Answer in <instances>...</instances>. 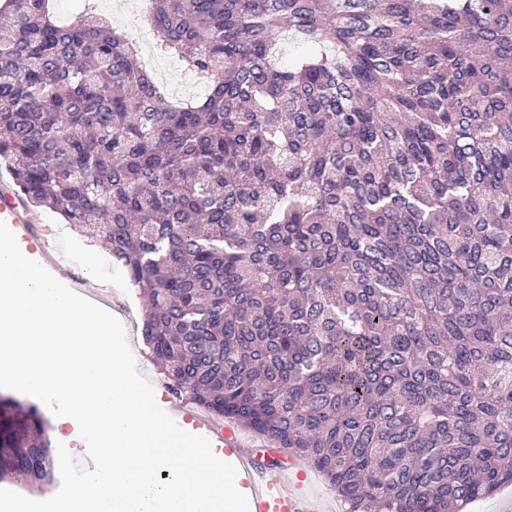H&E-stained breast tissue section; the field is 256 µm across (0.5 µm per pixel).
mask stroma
<instances>
[{
	"instance_id": "1",
	"label": "stroma",
	"mask_w": 512,
	"mask_h": 512,
	"mask_svg": "<svg viewBox=\"0 0 512 512\" xmlns=\"http://www.w3.org/2000/svg\"><path fill=\"white\" fill-rule=\"evenodd\" d=\"M151 70L172 98L190 100L202 92L192 72L172 64L169 58L156 57ZM0 200L28 209L34 218L30 227L31 235L48 237L49 247L54 250L62 266L59 280L74 290L94 286L107 291L110 301L105 305L106 310L122 321L140 372L151 380L155 392L160 395L159 406L170 409L173 397L166 390L164 377L149 358L141 337L144 300L138 290L129 284L111 254L100 245L87 241L69 226L61 224L58 215L42 208L29 207L26 199L16 191L10 170L4 164L0 165Z\"/></svg>"
}]
</instances>
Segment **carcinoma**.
<instances>
[{"label":"carcinoma","mask_w":512,"mask_h":512,"mask_svg":"<svg viewBox=\"0 0 512 512\" xmlns=\"http://www.w3.org/2000/svg\"><path fill=\"white\" fill-rule=\"evenodd\" d=\"M0 8V159L146 300L172 393L349 512L512 485V0H150L168 96L84 0ZM51 448L0 395V482ZM139 47L144 63L153 72L158 82L165 87L170 97L192 100L203 92V88L197 84L192 72L179 65H172L171 59L163 56H156L154 63L148 65L142 46L139 45Z\"/></svg>","instance_id":"cac0c4a2"}]
</instances>
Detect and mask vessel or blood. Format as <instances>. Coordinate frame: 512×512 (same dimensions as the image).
<instances>
[{
  "label": "vessel or blood",
  "instance_id": "1",
  "mask_svg": "<svg viewBox=\"0 0 512 512\" xmlns=\"http://www.w3.org/2000/svg\"><path fill=\"white\" fill-rule=\"evenodd\" d=\"M205 434L223 442L224 460L237 469L236 487L248 499V512H330L326 500L309 492V469L274 446L245 443L232 419L198 417Z\"/></svg>",
  "mask_w": 512,
  "mask_h": 512
}]
</instances>
